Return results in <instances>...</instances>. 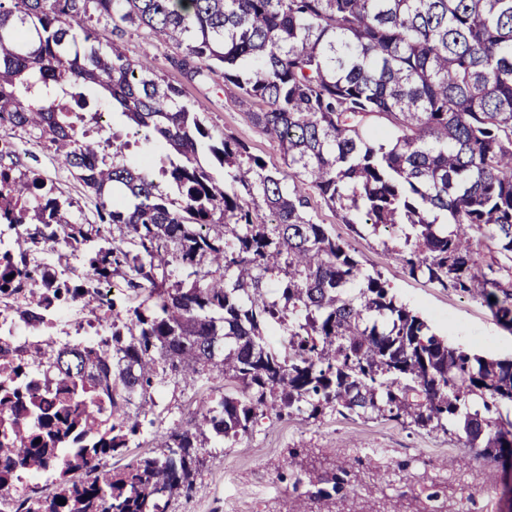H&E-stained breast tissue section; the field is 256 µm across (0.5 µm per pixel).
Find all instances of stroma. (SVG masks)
I'll return each instance as SVG.
<instances>
[{
	"label": "stroma",
	"instance_id": "1",
	"mask_svg": "<svg viewBox=\"0 0 512 512\" xmlns=\"http://www.w3.org/2000/svg\"><path fill=\"white\" fill-rule=\"evenodd\" d=\"M125 45L131 57L151 59L159 74L181 85L208 127L246 142L268 165L282 166L276 144L256 131L236 103V88L215 76L187 79L170 62L177 49L152 42L147 31L129 32ZM0 139L11 140L29 165L78 201L86 218H94L93 199L49 151L4 130ZM311 203L314 220L345 242L368 272L380 273L397 299L418 312L437 334L484 356L512 358V331L497 323L479 297L408 275L399 255L403 238L342 223L320 197H312ZM223 383L216 375L197 390L180 377L167 375L155 394V423L145 426L139 438L140 454H149L173 424H187L201 399L219 398ZM306 449L325 466L344 461L362 469V476L343 488L349 498L361 500L382 490L395 502L422 503L433 489L447 497L450 512H512V496L505 492L512 484V470L504 471L494 461L465 462V451L454 435L413 429L382 417H345L331 410L309 421L265 416L234 447L209 446L195 491L172 499L166 512H288L295 497L288 461Z\"/></svg>",
	"mask_w": 512,
	"mask_h": 512
}]
</instances>
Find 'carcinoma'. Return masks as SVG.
Wrapping results in <instances>:
<instances>
[{
	"label": "carcinoma",
	"instance_id": "1",
	"mask_svg": "<svg viewBox=\"0 0 512 512\" xmlns=\"http://www.w3.org/2000/svg\"><path fill=\"white\" fill-rule=\"evenodd\" d=\"M110 28L101 41L99 25ZM148 30L171 63L238 90L287 170L207 128L181 86L118 42ZM124 116L158 172L131 163L96 124L93 98ZM43 145L95 199L94 220L0 146V304L42 322L47 296L81 302L98 340L0 335V492L10 512H165L189 496L211 441L231 447L258 418L373 415L456 436L475 458L512 457V359L454 347L309 213L308 190L345 224L401 228L402 261L479 289L512 330V0H0V129ZM207 151L224 169L217 182ZM176 188L165 192L158 178ZM496 249L475 272L473 241ZM80 269L28 288L29 255ZM504 272L510 280L502 282ZM119 276L139 302L99 298ZM277 282L273 290L268 288ZM495 301H490V298ZM283 328L279 343L270 337ZM224 376V394L121 469L160 376ZM481 408L471 410V403ZM40 443H35L36 439ZM51 472L47 496L20 473ZM347 470L301 467L293 512L339 492ZM66 504H59V499Z\"/></svg>",
	"mask_w": 512,
	"mask_h": 512
}]
</instances>
